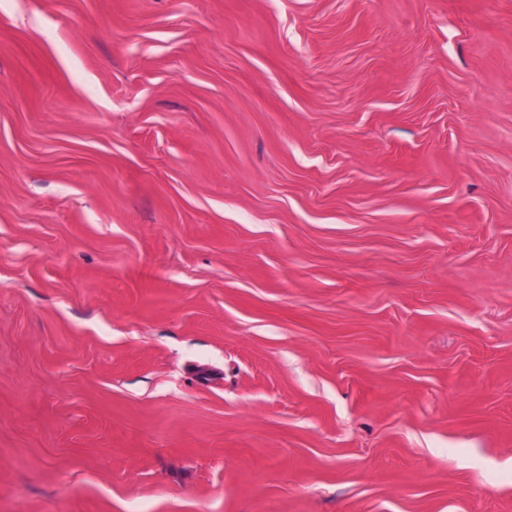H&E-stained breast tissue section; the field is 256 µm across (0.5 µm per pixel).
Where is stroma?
<instances>
[{
    "label": "stroma",
    "mask_w": 512,
    "mask_h": 512,
    "mask_svg": "<svg viewBox=\"0 0 512 512\" xmlns=\"http://www.w3.org/2000/svg\"><path fill=\"white\" fill-rule=\"evenodd\" d=\"M0 512H512V0H0Z\"/></svg>",
    "instance_id": "35a3bbf8"
}]
</instances>
